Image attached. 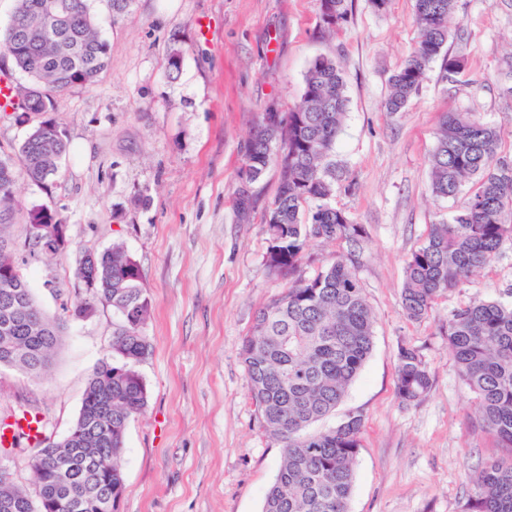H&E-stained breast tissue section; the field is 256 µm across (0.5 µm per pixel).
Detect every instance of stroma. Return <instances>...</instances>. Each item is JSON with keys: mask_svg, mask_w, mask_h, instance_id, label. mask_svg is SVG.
<instances>
[{"mask_svg": "<svg viewBox=\"0 0 512 512\" xmlns=\"http://www.w3.org/2000/svg\"><path fill=\"white\" fill-rule=\"evenodd\" d=\"M347 23L320 26L319 0H135L113 18L93 0L110 61L89 88L62 93L51 117L69 151L47 185L17 177L21 211L5 230L18 249L37 307L61 315L73 301L81 258L123 244L139 263L151 300L150 353L136 368L148 389L131 419L123 455L121 512H262L278 474L281 442L267 432L240 351L256 310L281 295L286 277L265 266V218L279 169L251 184L241 169L245 144L263 112L293 109L320 55L335 56L348 99L331 160L332 202L364 225L357 271L374 319L373 348L342 402L312 431L348 415L363 418L348 512H469L472 480L504 456L482 429L478 401L448 353L449 312L479 298L512 302V243L470 282L438 299L429 315L401 309L404 267L431 225L451 221L472 183L435 197L429 160L445 112H472L500 132L512 160V0H457L448 54L463 73L434 61L404 111L385 109L391 76L415 46V0H347ZM183 50L168 78L170 47ZM254 198L238 221L240 188ZM44 206L69 227L62 255L30 253V209ZM116 318L100 302L68 322L44 377L0 367V418L24 403L47 433L63 438L97 365L111 357ZM418 348L432 386L416 404L396 394L400 345Z\"/></svg>", "mask_w": 512, "mask_h": 512, "instance_id": "stroma-1", "label": "stroma"}]
</instances>
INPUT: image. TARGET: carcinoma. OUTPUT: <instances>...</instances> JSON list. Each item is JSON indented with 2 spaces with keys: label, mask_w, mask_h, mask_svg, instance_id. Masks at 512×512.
<instances>
[{
  "label": "carcinoma",
  "mask_w": 512,
  "mask_h": 512,
  "mask_svg": "<svg viewBox=\"0 0 512 512\" xmlns=\"http://www.w3.org/2000/svg\"><path fill=\"white\" fill-rule=\"evenodd\" d=\"M336 5L335 28L346 21L345 0ZM456 0H415L418 40L407 62L390 79L387 110L401 112L419 89L429 65L448 43V19ZM0 48L28 78L13 86L15 120L31 112L55 110L57 95L93 85L105 68L109 45L98 29L90 0H15ZM341 68L331 55L311 63L301 103L278 113L271 127L263 113L245 149L246 175L254 180L271 162L280 182L266 219L269 247L265 264L294 274L312 239L340 241L347 252L314 277L299 278L255 314L241 351L247 384L263 426L283 442L281 465L265 495L262 512H348L363 419L350 415L339 425L307 432L342 401L373 345V318L356 276L365 229L331 203L336 173L330 163L345 118ZM500 132L471 112H448L441 119L430 158L431 190L453 198L464 181L475 179L466 205L447 224L431 225L425 243L407 258L401 291L404 315L425 318L444 294L489 265L512 241V163L498 157ZM67 142L45 119L17 152L0 155V230L20 210L15 169L37 185L59 172ZM310 206L303 216L304 206ZM252 195L237 193L239 221L249 220ZM45 237L60 223L57 214L35 207ZM18 266L11 241L0 233V367L39 377L58 349L64 319H51L35 305L23 275L4 281L1 272ZM76 277H92L95 288L63 304L65 319L83 317L89 306H112L118 324L112 359L103 360L86 387L72 437L45 436L32 469L37 495L31 496L0 470V512H120L124 477L120 464L128 424L148 400L147 386L133 363L150 344L145 326L151 302L141 287L133 257L115 245L80 260ZM448 350L459 374L480 402L479 419L501 446L512 449V303L474 299L448 315ZM432 379L420 351L399 348L397 396L419 401ZM471 512H512V453L487 462L478 476Z\"/></svg>",
  "instance_id": "cac0c4a2"
}]
</instances>
